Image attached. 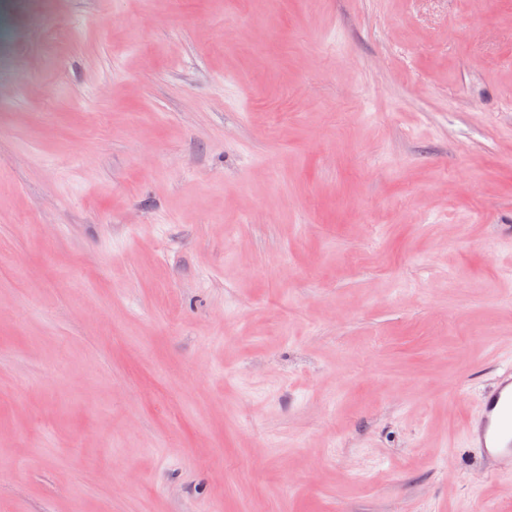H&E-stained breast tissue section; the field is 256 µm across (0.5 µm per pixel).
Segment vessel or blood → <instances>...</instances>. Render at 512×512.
<instances>
[{
    "label": "vessel or blood",
    "instance_id": "1",
    "mask_svg": "<svg viewBox=\"0 0 512 512\" xmlns=\"http://www.w3.org/2000/svg\"><path fill=\"white\" fill-rule=\"evenodd\" d=\"M465 432L467 444L481 449L484 460L512 459V368L483 391L479 414Z\"/></svg>",
    "mask_w": 512,
    "mask_h": 512
}]
</instances>
